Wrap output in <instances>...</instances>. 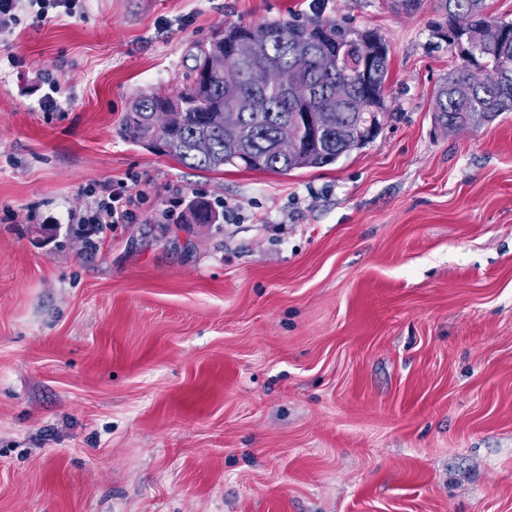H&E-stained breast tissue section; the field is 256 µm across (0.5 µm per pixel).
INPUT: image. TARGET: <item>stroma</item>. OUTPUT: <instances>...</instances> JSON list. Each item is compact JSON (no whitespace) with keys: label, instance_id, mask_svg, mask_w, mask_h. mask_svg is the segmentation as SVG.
<instances>
[{"label":"stroma","instance_id":"obj_1","mask_svg":"<svg viewBox=\"0 0 512 512\" xmlns=\"http://www.w3.org/2000/svg\"><path fill=\"white\" fill-rule=\"evenodd\" d=\"M35 14L0 35V512H512V112L437 121L436 0ZM291 19L385 39L374 140L276 174L121 137L224 25ZM119 186L141 222L86 236ZM188 210L193 224H216L219 220L218 212L202 197L195 199Z\"/></svg>","mask_w":512,"mask_h":512}]
</instances>
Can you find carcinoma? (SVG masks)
I'll list each match as a JSON object with an SVG mask.
<instances>
[{
    "label": "carcinoma",
    "instance_id": "1",
    "mask_svg": "<svg viewBox=\"0 0 512 512\" xmlns=\"http://www.w3.org/2000/svg\"><path fill=\"white\" fill-rule=\"evenodd\" d=\"M442 9L443 21L436 24V34L445 38V31L452 27L473 40V46L470 57L436 91L437 120L455 131L512 112V22L491 19L486 0H443ZM484 24L497 29L496 40L486 42L480 37ZM366 37L361 30L329 21L227 24L208 43L197 46L192 71L209 70L206 81L192 80L175 96L152 93L137 98L123 116L121 134L202 172L233 166L288 173L333 164L361 146V141L375 137L377 130L368 126V114L385 109L389 49L367 43ZM212 46L240 52L241 67L227 74L210 67L208 49ZM300 54L310 62L303 79L311 84L313 96L306 106H297L278 92L264 93L248 82L249 67H286ZM473 66L484 72L483 79L472 77ZM338 81L351 88L346 100L338 101L332 95ZM234 91L254 97L255 111L242 114L238 129L226 130L224 114L231 109ZM171 103L179 108L177 121L152 136L150 123L155 113ZM307 115L319 117L329 128L328 135L307 141L295 152H281V127L290 123L301 135ZM200 137L210 139V151L197 149ZM189 212L193 224L219 220L218 212L202 197L191 203Z\"/></svg>",
    "mask_w": 512,
    "mask_h": 512
}]
</instances>
